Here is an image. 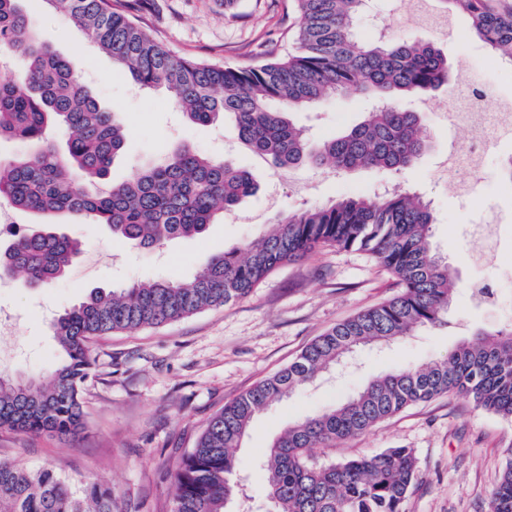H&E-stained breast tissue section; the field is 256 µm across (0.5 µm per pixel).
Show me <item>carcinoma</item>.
Masks as SVG:
<instances>
[{"label":"carcinoma","instance_id":"1","mask_svg":"<svg viewBox=\"0 0 512 512\" xmlns=\"http://www.w3.org/2000/svg\"><path fill=\"white\" fill-rule=\"evenodd\" d=\"M19 2L0 0V57L15 63L11 76L0 79V141L21 145L19 153L0 160V196L20 210L101 224L132 246L154 248L205 234L218 214L256 193L251 171L186 145L118 184L89 191L88 183L108 178L123 150L124 125L77 77L75 59L40 39ZM49 2L137 85L167 87L194 123L230 117L241 141L282 167L330 161L338 171L408 169L429 148L430 136L420 114L398 102L442 87L452 91L457 84L458 71L433 40L357 39L356 21L367 0H297L296 52L248 67L172 55L118 8L120 0ZM437 2L443 15L467 17L475 35L512 62V8L494 0ZM349 93L373 98L378 106L363 122L318 145L290 118ZM54 125L71 131L62 149L49 137ZM434 223L430 201L416 191L344 196L279 216L257 238L209 256L187 281L95 288L50 321L63 356L45 379L18 380L0 370V428L78 437L85 427L83 384L93 365L88 341L94 337L157 327L236 302L280 264L323 246L369 254L398 278L400 293L329 328L287 367L224 405L177 467L172 512H227L235 496L234 448L258 413L356 348L394 342L448 313L452 279L431 243ZM80 252L77 240L52 224H38L0 249V279L20 276L29 288H49ZM447 393L512 420V327L479 344L460 343L443 359L391 370L339 406L288 425L265 459L274 512H405L418 477L413 449L386 448L328 465L312 459L339 440ZM0 512H112V488L75 484L49 467L30 471L0 462ZM488 512H512V449Z\"/></svg>","mask_w":512,"mask_h":512}]
</instances>
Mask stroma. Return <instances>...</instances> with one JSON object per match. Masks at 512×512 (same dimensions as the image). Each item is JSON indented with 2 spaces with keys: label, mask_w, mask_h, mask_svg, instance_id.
<instances>
[{
  "label": "stroma",
  "mask_w": 512,
  "mask_h": 512,
  "mask_svg": "<svg viewBox=\"0 0 512 512\" xmlns=\"http://www.w3.org/2000/svg\"><path fill=\"white\" fill-rule=\"evenodd\" d=\"M123 2L173 54L208 64L253 66L286 55L299 26L296 0H235L229 6L224 0ZM20 6L44 42L76 59L92 93L124 124L126 143L112 164L111 182H121L185 143L253 171L259 190L218 217L204 235L151 249L113 239L104 226L60 217L61 231L79 238L83 250L69 274L51 288L0 281V308L12 316L10 332L0 334V366L20 377L46 374L59 356L47 316L78 304L95 288L189 279L211 254L256 238L266 224L294 210L386 187L422 193L437 217L432 244L454 276L448 314L441 323L387 346L357 351L346 366L321 374L257 415L236 450L238 477L250 512H269L267 473L260 463L289 423L336 406L375 376L445 356L477 332L512 323V188L495 175L500 161L512 155V135L488 151L482 172L468 177L472 191L461 193L446 170L450 151L464 145L469 132L436 122V113L454 106L447 91L404 101L406 108L421 113L432 141L412 170L339 174L329 165L286 170L242 146L230 122L192 124L165 89L134 84L47 0H20ZM379 32L392 40L438 42L455 66H468L490 85L494 102L512 105V66L473 39L466 18L455 17L444 29L429 28L411 0H371L355 34L367 40ZM373 106V99L345 94L293 113L292 119L319 142L362 122ZM487 221L497 225V248L490 259L479 261L468 230ZM398 291L396 277L367 254L327 247L274 269L242 300L159 327L94 338L95 361L83 386L82 434L69 441L0 429V461L31 469L48 466L75 483L111 486L115 512H171L173 471L227 402L287 367L336 323ZM391 447L413 449L418 461L405 512H488L490 493L512 448V421L468 397L445 395L410 406L360 437L337 442L321 460L344 462Z\"/></svg>",
  "instance_id": "stroma-1"
}]
</instances>
